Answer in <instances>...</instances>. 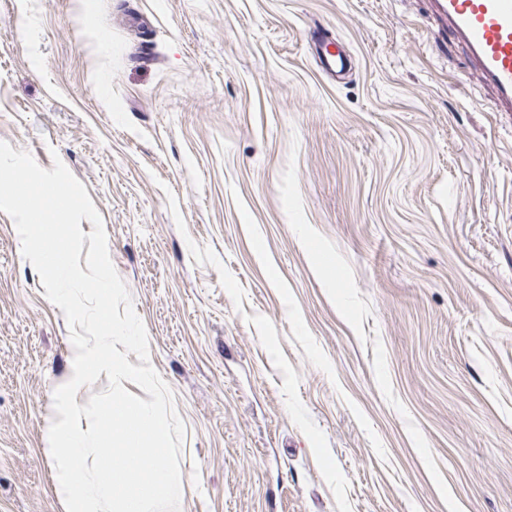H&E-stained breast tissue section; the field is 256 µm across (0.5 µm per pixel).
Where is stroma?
Listing matches in <instances>:
<instances>
[{
	"instance_id": "stroma-1",
	"label": "stroma",
	"mask_w": 512,
	"mask_h": 512,
	"mask_svg": "<svg viewBox=\"0 0 512 512\" xmlns=\"http://www.w3.org/2000/svg\"><path fill=\"white\" fill-rule=\"evenodd\" d=\"M0 141L102 218L180 512H512V120L426 0H0ZM70 349L0 212V512H66ZM319 66L325 76L332 80L341 79L348 68L349 56L345 49L323 36L314 39ZM336 45V49L332 47Z\"/></svg>"
}]
</instances>
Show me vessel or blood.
Masks as SVG:
<instances>
[{"label": "vessel or blood", "mask_w": 512, "mask_h": 512, "mask_svg": "<svg viewBox=\"0 0 512 512\" xmlns=\"http://www.w3.org/2000/svg\"><path fill=\"white\" fill-rule=\"evenodd\" d=\"M432 5L475 64L481 82L503 111L512 112V0H432ZM313 44L324 75L342 78L349 64L345 49L322 36Z\"/></svg>", "instance_id": "1"}]
</instances>
